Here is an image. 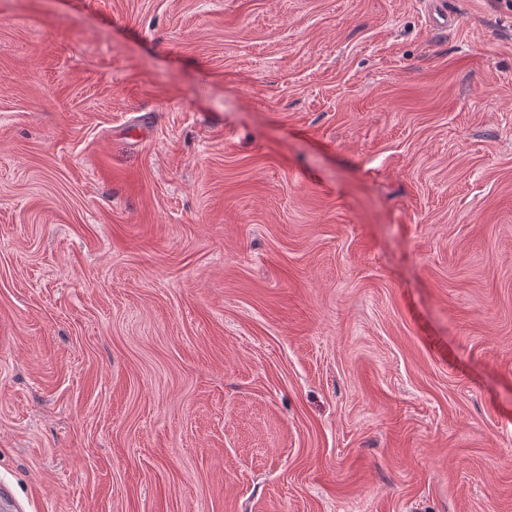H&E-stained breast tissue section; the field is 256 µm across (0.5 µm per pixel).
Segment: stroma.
I'll return each instance as SVG.
<instances>
[{"label":"stroma","mask_w":512,"mask_h":512,"mask_svg":"<svg viewBox=\"0 0 512 512\" xmlns=\"http://www.w3.org/2000/svg\"><path fill=\"white\" fill-rule=\"evenodd\" d=\"M0 0L8 512H512V10Z\"/></svg>","instance_id":"stroma-1"}]
</instances>
